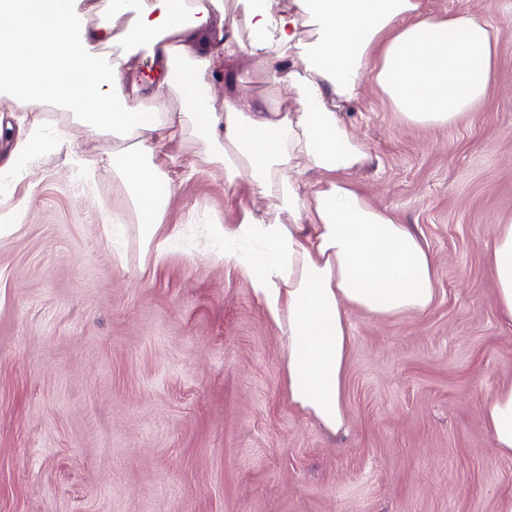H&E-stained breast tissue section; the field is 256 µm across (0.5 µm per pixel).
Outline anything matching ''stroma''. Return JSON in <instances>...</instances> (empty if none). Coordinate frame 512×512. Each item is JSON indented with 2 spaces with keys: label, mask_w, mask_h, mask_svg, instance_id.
Returning a JSON list of instances; mask_svg holds the SVG:
<instances>
[{
  "label": "stroma",
  "mask_w": 512,
  "mask_h": 512,
  "mask_svg": "<svg viewBox=\"0 0 512 512\" xmlns=\"http://www.w3.org/2000/svg\"><path fill=\"white\" fill-rule=\"evenodd\" d=\"M428 2L499 26V77L447 126L408 124L368 80L342 114L372 157L360 191L413 226L437 281L424 314L351 311L343 434L289 405L275 328L215 258L235 191L192 141L163 147L161 222L182 234L159 256L112 138L49 113L48 142L98 159L88 181L51 149L7 170L0 137V200L20 208L0 237V512H512L484 421L512 385L486 255L512 220V0ZM207 92L299 107L244 54Z\"/></svg>",
  "instance_id": "1"
}]
</instances>
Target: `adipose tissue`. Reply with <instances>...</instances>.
<instances>
[{
    "label": "adipose tissue",
    "instance_id": "obj_1",
    "mask_svg": "<svg viewBox=\"0 0 512 512\" xmlns=\"http://www.w3.org/2000/svg\"><path fill=\"white\" fill-rule=\"evenodd\" d=\"M247 21L242 41L222 0H0V90L28 107L11 162L26 167L42 145L41 104H61L88 131L127 142L113 170L151 240L171 198L161 149L195 137L225 184L267 202L257 213L240 201L239 222L224 227V261L246 275L279 332L289 403L337 434L349 424L350 311L423 313L437 295L420 237L355 186L370 155L342 109L368 79L411 125H448L485 99L500 32L468 8L440 15L427 0H249ZM204 29L211 41L190 53ZM239 53L288 83L300 111L248 95L203 97L209 72ZM145 64L156 83L141 80ZM309 172L317 179L304 193L298 179ZM487 259L500 317L512 325L511 223ZM484 417L497 452L512 457V387L486 399Z\"/></svg>",
    "mask_w": 512,
    "mask_h": 512
}]
</instances>
